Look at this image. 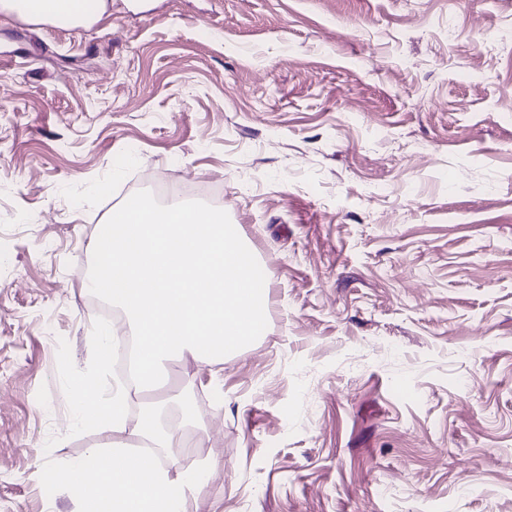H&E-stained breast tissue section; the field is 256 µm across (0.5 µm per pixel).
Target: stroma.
<instances>
[{
    "instance_id": "1",
    "label": "stroma",
    "mask_w": 512,
    "mask_h": 512,
    "mask_svg": "<svg viewBox=\"0 0 512 512\" xmlns=\"http://www.w3.org/2000/svg\"><path fill=\"white\" fill-rule=\"evenodd\" d=\"M186 184L223 191L268 322L170 365L216 464L186 512H512V0L0 12V512H79L40 482L104 437L68 434L57 341L88 365L114 206ZM33 1L35 7L22 10L18 6L17 0H3L1 1V9L25 17L47 19L61 25L87 26L97 21L107 12L109 6H112V1L109 0H65L66 2L62 8H58L56 6L57 1L54 0ZM87 2H93L92 10L86 8Z\"/></svg>"
}]
</instances>
